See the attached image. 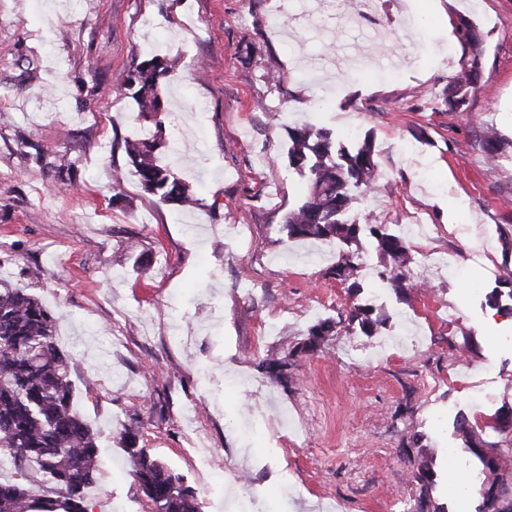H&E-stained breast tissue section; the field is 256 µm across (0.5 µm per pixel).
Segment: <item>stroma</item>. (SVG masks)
Returning a JSON list of instances; mask_svg holds the SVG:
<instances>
[{
  "label": "stroma",
  "instance_id": "stroma-1",
  "mask_svg": "<svg viewBox=\"0 0 512 512\" xmlns=\"http://www.w3.org/2000/svg\"><path fill=\"white\" fill-rule=\"evenodd\" d=\"M463 19L484 55L455 111L444 99L468 54L448 29ZM151 52L172 62L167 132H193L174 172L195 209L158 202L127 163L140 125L112 78ZM1 112L0 282L55 314L73 357L76 407L101 434L93 512L149 510L118 440L130 425L203 512H417L423 497L477 512L478 461L450 464L448 413L480 426L512 405V317L486 303L512 148L492 166L482 148L491 127L512 140V0H0ZM303 124L352 150L372 140L382 178L349 217L394 229L425 279L377 308L385 335L415 345L375 354L349 323L364 296L331 274L336 246L283 232L308 189L288 164L286 129ZM61 156L68 188L46 166ZM429 250L452 271L427 268ZM326 318L325 351L300 352ZM288 354L273 381L261 361ZM477 387L491 407L472 404Z\"/></svg>",
  "mask_w": 512,
  "mask_h": 512
}]
</instances>
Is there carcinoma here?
Segmentation results:
<instances>
[{
  "label": "carcinoma",
  "instance_id": "cac0c4a2",
  "mask_svg": "<svg viewBox=\"0 0 512 512\" xmlns=\"http://www.w3.org/2000/svg\"><path fill=\"white\" fill-rule=\"evenodd\" d=\"M460 38L469 49L468 62L453 77L451 97L445 104L459 109L476 84L483 50L476 27L464 21ZM171 61L155 54L115 78L120 92H131L139 117L152 131L146 140L125 141L124 151L143 190L162 203L191 209L199 198L181 182L163 157L176 152L168 142L159 114L165 111L163 80ZM290 166L308 175L305 199L288 211L283 230L290 239L333 242L341 248L331 274L348 284L351 294L361 291L355 280L360 252L366 238L385 260L379 278L397 293L415 287L412 260L401 237L384 224H358L347 218L353 205L376 184L379 166L370 140L351 151L336 144L332 133L313 124L288 129ZM504 143L494 129L483 140L487 159L496 161ZM502 276L496 283L509 289L512 299V227L501 229ZM350 320L360 332L377 336L385 318L371 307L355 305ZM336 322L322 320L308 330L301 351H314L332 335ZM288 363L263 362L266 373L279 381ZM73 362L57 342L56 318L24 288L0 286V459L11 464L16 477L0 480V512H91L89 494L100 475L98 435L74 408ZM493 440L464 416L457 417L455 431L464 451L479 468L472 473L481 486L492 491L482 499L479 512H512L506 476L512 475V408L495 416ZM129 457L137 492L150 502L152 512H202L197 492L185 478L147 449L138 447L132 426L120 432Z\"/></svg>",
  "mask_w": 512,
  "mask_h": 512
}]
</instances>
